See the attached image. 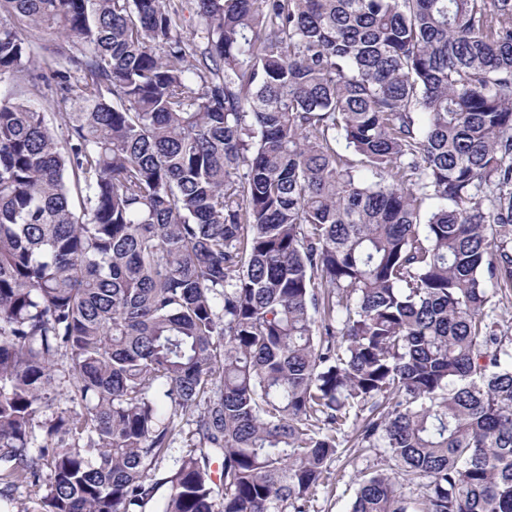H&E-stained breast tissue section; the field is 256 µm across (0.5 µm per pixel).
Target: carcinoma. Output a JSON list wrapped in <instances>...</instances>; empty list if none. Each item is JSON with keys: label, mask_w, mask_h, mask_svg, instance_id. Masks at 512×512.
<instances>
[{"label": "carcinoma", "mask_w": 512, "mask_h": 512, "mask_svg": "<svg viewBox=\"0 0 512 512\" xmlns=\"http://www.w3.org/2000/svg\"><path fill=\"white\" fill-rule=\"evenodd\" d=\"M3 82L0 501L512 512V0H0ZM69 387L67 386V383L64 382V380H58L56 387L50 391L49 395V404L50 409L47 410L46 414L51 415V413L56 412H65L68 413L75 409H79L78 407L75 408V405L70 400V394L68 393ZM374 452L355 448L353 442L344 444L329 463L336 477L335 485L317 491L313 509L315 512H349L350 504L357 489V472L361 469L384 467Z\"/></svg>", "instance_id": "1"}]
</instances>
